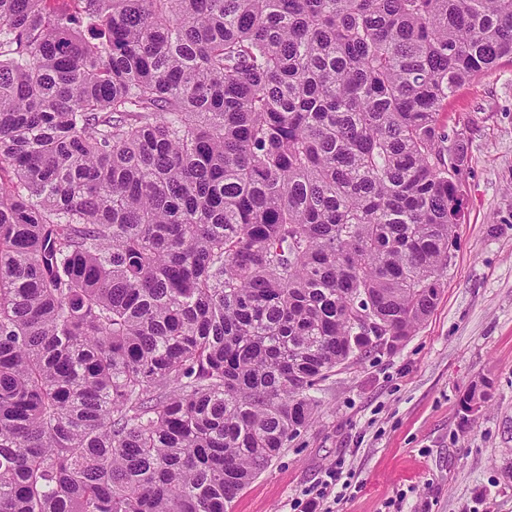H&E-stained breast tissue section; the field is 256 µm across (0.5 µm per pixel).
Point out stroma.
Masks as SVG:
<instances>
[{
	"label": "stroma",
	"mask_w": 512,
	"mask_h": 512,
	"mask_svg": "<svg viewBox=\"0 0 512 512\" xmlns=\"http://www.w3.org/2000/svg\"><path fill=\"white\" fill-rule=\"evenodd\" d=\"M464 218L439 300L398 348L338 366L312 423L242 490L232 512H292L342 467L335 512H512V64L461 85L439 116ZM487 379L491 398L462 415Z\"/></svg>",
	"instance_id": "35a3bbf8"
}]
</instances>
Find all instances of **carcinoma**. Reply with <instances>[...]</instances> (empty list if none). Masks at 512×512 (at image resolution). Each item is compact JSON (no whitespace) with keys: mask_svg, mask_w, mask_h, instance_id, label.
I'll return each instance as SVG.
<instances>
[{"mask_svg":"<svg viewBox=\"0 0 512 512\" xmlns=\"http://www.w3.org/2000/svg\"><path fill=\"white\" fill-rule=\"evenodd\" d=\"M506 58L512 0H0V512H230L431 313Z\"/></svg>","mask_w":512,"mask_h":512,"instance_id":"obj_1","label":"carcinoma"}]
</instances>
